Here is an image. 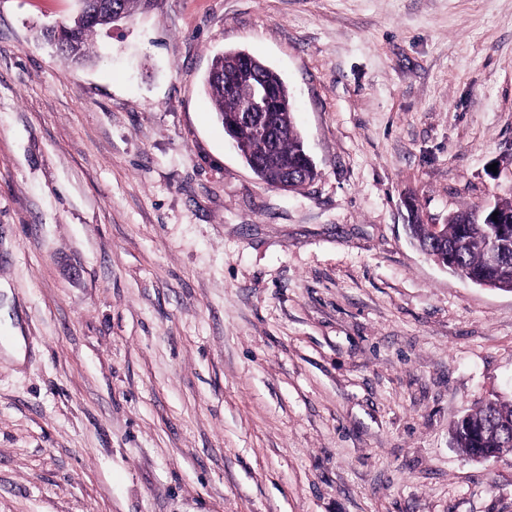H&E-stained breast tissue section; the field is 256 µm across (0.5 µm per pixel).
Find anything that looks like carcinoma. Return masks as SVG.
Wrapping results in <instances>:
<instances>
[{
    "label": "carcinoma",
    "mask_w": 512,
    "mask_h": 512,
    "mask_svg": "<svg viewBox=\"0 0 512 512\" xmlns=\"http://www.w3.org/2000/svg\"><path fill=\"white\" fill-rule=\"evenodd\" d=\"M149 0H106L101 9L99 20L90 23L84 21L81 12L64 24L66 41L75 44L79 59L89 58V40L96 29L112 24V8H117L123 16L129 17L139 7L146 6ZM234 53H225L214 58L209 75L205 78V87L211 96L218 116L226 112H250L254 102L248 98L234 97L229 94L227 85L238 80L239 70L230 60ZM267 85L273 87L284 100L289 99L288 88L273 71L261 70ZM269 124L274 133V142L265 147L242 133L240 152L244 160L252 159L254 174L264 182L276 186L281 174L269 167V159L277 156L288 167L294 169L301 181L313 182L317 170L310 169L301 162L300 151L303 140L294 124L293 111L267 113ZM488 212L480 209L456 212L448 217V223L442 226L444 237L448 241V251L435 243L431 225L420 221L414 224L416 238L431 246V255L436 257L448 254V263L454 267V273L470 282L490 281L507 283L512 280V236L502 235L496 224L487 223ZM496 237L500 245L501 258L498 266L488 265L483 244ZM512 435V401L499 398L490 399L475 411L462 417L452 432L453 445L469 457L493 454L503 448L507 437Z\"/></svg>",
    "instance_id": "cac0c4a2"
}]
</instances>
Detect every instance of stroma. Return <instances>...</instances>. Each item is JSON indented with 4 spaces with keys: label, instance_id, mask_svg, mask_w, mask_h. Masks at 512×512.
<instances>
[{
    "label": "stroma",
    "instance_id": "stroma-1",
    "mask_svg": "<svg viewBox=\"0 0 512 512\" xmlns=\"http://www.w3.org/2000/svg\"><path fill=\"white\" fill-rule=\"evenodd\" d=\"M0 0V512H512L453 425L512 399V293L409 236L512 198V0H154L91 59ZM286 82L261 181L214 56ZM243 78L230 86L232 92L244 93L251 96L257 107V112H266L269 103V90L263 82L250 77L251 61L256 63V68L261 71L264 81L267 85L273 87L277 94L284 100H288L283 104V107L289 109L288 112H266L269 124L274 133V142L270 146L267 145L265 152L264 146L249 137L246 132H242L240 152L246 162L249 159L255 161V166L251 168L254 174L264 182L278 187L281 179L280 173L273 172L269 167L270 156H277L282 158L289 168H294L296 174L301 178L302 182H313L317 178L316 166L310 169L307 165L301 162L300 151L301 146L304 144L301 136L297 132L294 124L293 111L290 104V97L288 88L281 78L274 72L264 70L260 65H265L260 59L250 55V53L243 51L239 54ZM287 172L283 176L284 181L281 187L287 190L296 188L297 185L296 174L288 175V168L284 169Z\"/></svg>",
    "mask_w": 512,
    "mask_h": 512
}]
</instances>
